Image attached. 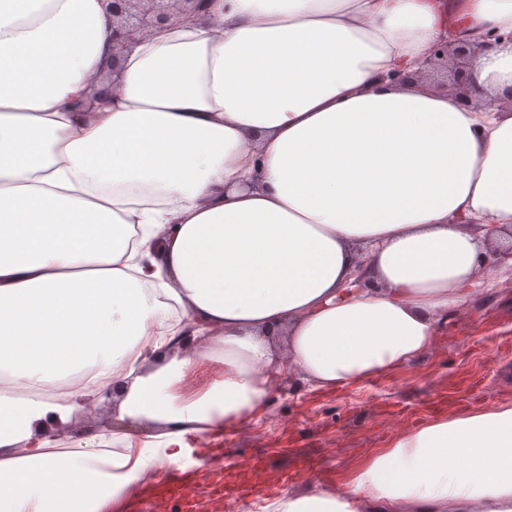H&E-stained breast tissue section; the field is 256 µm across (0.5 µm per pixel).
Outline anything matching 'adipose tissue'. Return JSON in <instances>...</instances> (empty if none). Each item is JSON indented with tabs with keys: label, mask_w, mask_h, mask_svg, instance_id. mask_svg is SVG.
<instances>
[{
	"label": "adipose tissue",
	"mask_w": 512,
	"mask_h": 512,
	"mask_svg": "<svg viewBox=\"0 0 512 512\" xmlns=\"http://www.w3.org/2000/svg\"><path fill=\"white\" fill-rule=\"evenodd\" d=\"M454 8L209 0L125 52L96 101L103 0H0V70L23 52L31 76L0 81V512H121L188 438L252 423L283 374L334 392L431 349L512 234V0H467L464 29L501 37L472 64L479 110L427 76ZM203 365L217 378L190 386ZM110 388L159 434L54 450L49 426ZM267 512H512V406L401 433L347 490Z\"/></svg>",
	"instance_id": "adipose-tissue-1"
}]
</instances>
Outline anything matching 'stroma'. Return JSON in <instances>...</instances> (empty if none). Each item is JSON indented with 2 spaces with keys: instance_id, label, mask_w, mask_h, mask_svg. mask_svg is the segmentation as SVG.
<instances>
[{
  "instance_id": "1",
  "label": "stroma",
  "mask_w": 512,
  "mask_h": 512,
  "mask_svg": "<svg viewBox=\"0 0 512 512\" xmlns=\"http://www.w3.org/2000/svg\"><path fill=\"white\" fill-rule=\"evenodd\" d=\"M511 404L512 262L504 260L482 293L449 308L436 345L420 358L333 393L285 376L256 422L218 442L221 512H264L282 491L316 483L336 490L400 431L466 408ZM122 428L112 415L92 413L53 427L52 436L63 449L74 437Z\"/></svg>"
}]
</instances>
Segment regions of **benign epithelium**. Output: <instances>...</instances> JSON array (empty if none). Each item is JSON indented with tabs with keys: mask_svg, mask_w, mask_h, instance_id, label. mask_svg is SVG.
<instances>
[{
	"mask_svg": "<svg viewBox=\"0 0 512 512\" xmlns=\"http://www.w3.org/2000/svg\"><path fill=\"white\" fill-rule=\"evenodd\" d=\"M112 16V48L123 49L154 28L174 21L193 17L206 9L205 0H175L169 8L159 0H106ZM484 37L472 39L468 36H454L441 40L433 46L430 61H451L453 84L457 86L455 98L462 106H474L470 95L472 61L483 48Z\"/></svg>",
	"mask_w": 512,
	"mask_h": 512,
	"instance_id": "1",
	"label": "benign epithelium"
}]
</instances>
